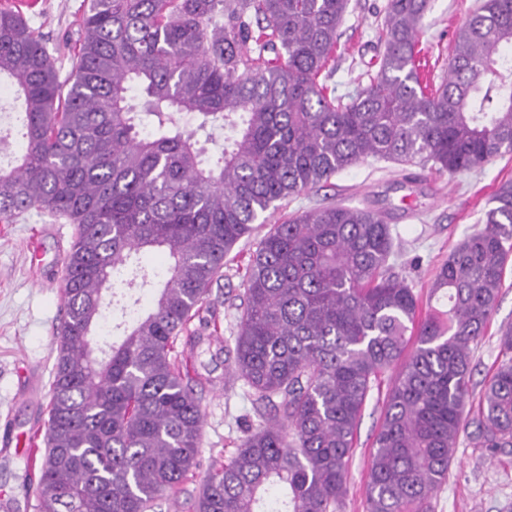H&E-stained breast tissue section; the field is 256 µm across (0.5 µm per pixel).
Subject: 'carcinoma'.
Here are the masks:
<instances>
[{
    "instance_id": "obj_1",
    "label": "carcinoma",
    "mask_w": 512,
    "mask_h": 512,
    "mask_svg": "<svg viewBox=\"0 0 512 512\" xmlns=\"http://www.w3.org/2000/svg\"><path fill=\"white\" fill-rule=\"evenodd\" d=\"M350 2L89 0L65 79L20 12L0 8V77L25 104L0 224L41 208L74 225L37 512H152L197 468L204 415L175 346L259 215L370 157L442 176L512 152V0H483L434 90L419 48L429 0H387L379 68L339 96L328 82ZM483 223L440 267L426 312L395 271L383 213L329 204L271 225L224 350L262 423L212 464L195 512H340L364 407L389 371L367 512H434L462 434L512 447V327L510 356L469 407L473 347L512 256V181ZM149 249L168 252V278L104 348L105 293L118 274L147 285Z\"/></svg>"
}]
</instances>
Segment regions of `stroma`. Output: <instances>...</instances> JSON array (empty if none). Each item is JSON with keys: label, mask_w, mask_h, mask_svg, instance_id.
Returning <instances> with one entry per match:
<instances>
[{"label": "stroma", "mask_w": 512, "mask_h": 512, "mask_svg": "<svg viewBox=\"0 0 512 512\" xmlns=\"http://www.w3.org/2000/svg\"><path fill=\"white\" fill-rule=\"evenodd\" d=\"M481 0H431L423 19L420 46L430 62L432 77L441 78L451 57L452 39ZM386 0H351L353 10L342 25L336 49L337 93H355L366 84L367 67L382 53L372 24ZM19 10L49 47L64 50L66 39H77L87 0H0ZM22 101L8 80L0 81V108L11 112V135L0 147V167L15 165L23 147L18 115ZM512 180V155L499 157L478 171L437 176L418 167L402 168L384 160L367 159L339 172L329 187L298 196L266 220L256 221L224 261V276L213 284L209 314L193 321V339H179L178 363L185 378L202 379L196 393L204 414L199 466L177 494L156 512H194L193 504L212 461L230 456L248 429L257 427L249 388L229 377L224 348L232 344L235 306L243 293L249 257L269 224L329 201L361 204L380 210L401 251V272L428 301L430 285L449 254L472 232L482 229V217L497 188ZM73 227L47 212L32 209L11 224H0V431L28 435L47 425V404L56 355V329L63 317V257ZM512 326V262L487 331L473 350L471 391L481 396L499 362L503 328ZM386 385L372 390L358 430L342 512H366L365 488L374 434L383 411ZM28 457L0 450V492L11 496L13 512H36L25 485ZM435 512H512V447L489 451L461 438L448 480L438 490Z\"/></svg>", "instance_id": "obj_1"}]
</instances>
